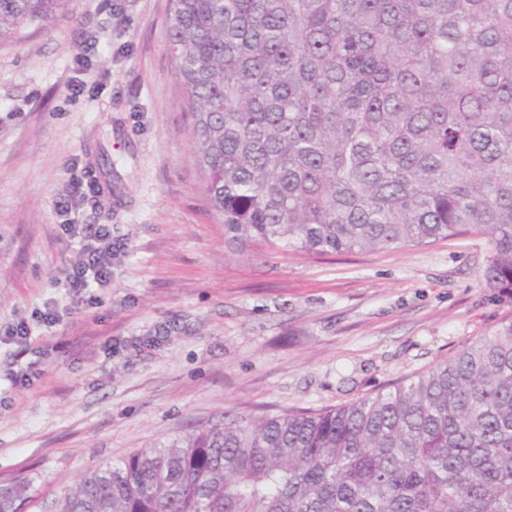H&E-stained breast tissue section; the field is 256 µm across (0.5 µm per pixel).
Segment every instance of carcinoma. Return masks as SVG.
Masks as SVG:
<instances>
[{"instance_id":"carcinoma-1","label":"carcinoma","mask_w":512,"mask_h":512,"mask_svg":"<svg viewBox=\"0 0 512 512\" xmlns=\"http://www.w3.org/2000/svg\"><path fill=\"white\" fill-rule=\"evenodd\" d=\"M67 2L0 0V43ZM167 39L228 247L485 236L512 299V0H172ZM55 512H512V321L358 401L113 460Z\"/></svg>"}]
</instances>
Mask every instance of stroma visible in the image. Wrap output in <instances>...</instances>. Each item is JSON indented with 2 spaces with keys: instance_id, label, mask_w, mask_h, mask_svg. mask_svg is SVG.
<instances>
[{
  "instance_id": "1",
  "label": "stroma",
  "mask_w": 512,
  "mask_h": 512,
  "mask_svg": "<svg viewBox=\"0 0 512 512\" xmlns=\"http://www.w3.org/2000/svg\"><path fill=\"white\" fill-rule=\"evenodd\" d=\"M170 13L68 0L0 44V484L27 482L25 512L225 415L387 389L512 320L479 283L482 237L321 258L228 248ZM88 224L110 231L112 274L77 290Z\"/></svg>"
}]
</instances>
